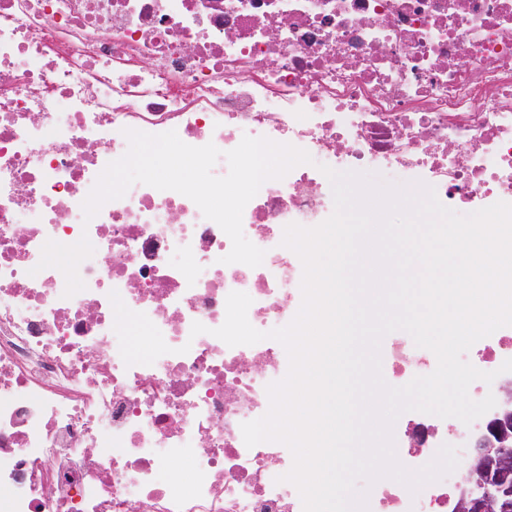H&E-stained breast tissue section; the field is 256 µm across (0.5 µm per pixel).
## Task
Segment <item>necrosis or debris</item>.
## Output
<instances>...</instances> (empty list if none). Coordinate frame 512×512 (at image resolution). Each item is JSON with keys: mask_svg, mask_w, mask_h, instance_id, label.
Returning a JSON list of instances; mask_svg holds the SVG:
<instances>
[{"mask_svg": "<svg viewBox=\"0 0 512 512\" xmlns=\"http://www.w3.org/2000/svg\"><path fill=\"white\" fill-rule=\"evenodd\" d=\"M128 129L311 155L243 211L260 266L224 264L230 238L171 190L132 185L85 219ZM325 165L426 183L463 214L512 203V0H0V512H303L282 480L290 450L241 433L286 375L284 347L212 331L233 291L251 297L257 330L295 317L303 266L281 241L332 214ZM84 236L85 288L68 298L41 250ZM114 291L168 354L125 365ZM464 358L496 375L470 397L512 410V326ZM384 366L403 386L437 359L397 336ZM490 420L403 413L397 458L416 470L450 444L467 464ZM357 488L368 512H455L463 492L457 471L415 493Z\"/></svg>", "mask_w": 512, "mask_h": 512, "instance_id": "1", "label": "necrosis or debris"}]
</instances>
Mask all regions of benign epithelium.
<instances>
[{
  "mask_svg": "<svg viewBox=\"0 0 512 512\" xmlns=\"http://www.w3.org/2000/svg\"><path fill=\"white\" fill-rule=\"evenodd\" d=\"M462 480L467 493L464 512H512V412L493 418L487 434L475 439L470 466Z\"/></svg>",
  "mask_w": 512,
  "mask_h": 512,
  "instance_id": "benign-epithelium-1",
  "label": "benign epithelium"
}]
</instances>
